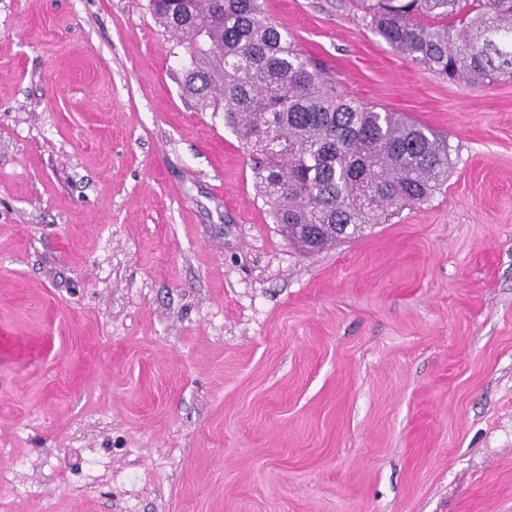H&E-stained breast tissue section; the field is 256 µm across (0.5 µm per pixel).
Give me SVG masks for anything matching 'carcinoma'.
I'll return each mask as SVG.
<instances>
[{
  "instance_id": "carcinoma-1",
  "label": "carcinoma",
  "mask_w": 512,
  "mask_h": 512,
  "mask_svg": "<svg viewBox=\"0 0 512 512\" xmlns=\"http://www.w3.org/2000/svg\"><path fill=\"white\" fill-rule=\"evenodd\" d=\"M367 25L412 63L485 85L512 75V0H356ZM184 48V91L252 152L258 195L304 252L427 200L448 180V141L335 82L263 0H150Z\"/></svg>"
}]
</instances>
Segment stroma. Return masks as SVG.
Instances as JSON below:
<instances>
[{
  "label": "stroma",
  "mask_w": 512,
  "mask_h": 512,
  "mask_svg": "<svg viewBox=\"0 0 512 512\" xmlns=\"http://www.w3.org/2000/svg\"><path fill=\"white\" fill-rule=\"evenodd\" d=\"M265 9L447 181L302 253L150 0H0V512H512V77Z\"/></svg>",
  "instance_id": "1"
}]
</instances>
